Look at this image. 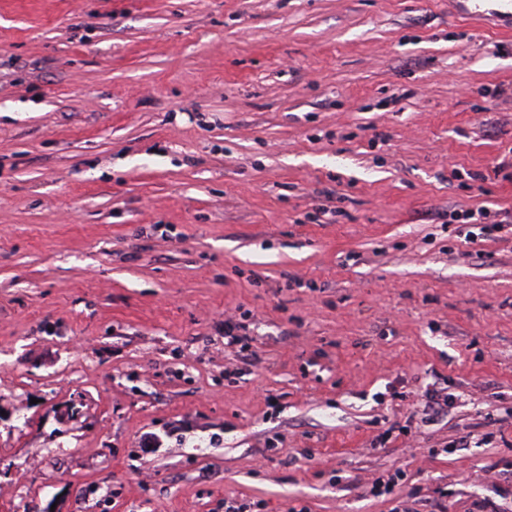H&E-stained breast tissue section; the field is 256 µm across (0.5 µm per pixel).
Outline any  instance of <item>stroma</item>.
<instances>
[{"label":"stroma","instance_id":"stroma-1","mask_svg":"<svg viewBox=\"0 0 512 512\" xmlns=\"http://www.w3.org/2000/svg\"><path fill=\"white\" fill-rule=\"evenodd\" d=\"M500 87L512 34L448 0H0V512L492 496L512 229L475 261L448 212H512ZM246 329V325L237 321L233 316L225 317L224 340H226V342L224 344L228 347L235 348V352L238 354H244L249 351L252 352V339L248 337L246 332L242 333V331H246ZM418 401L421 412L427 419L443 416L453 407L448 392L438 389L436 383L428 384Z\"/></svg>","mask_w":512,"mask_h":512}]
</instances>
